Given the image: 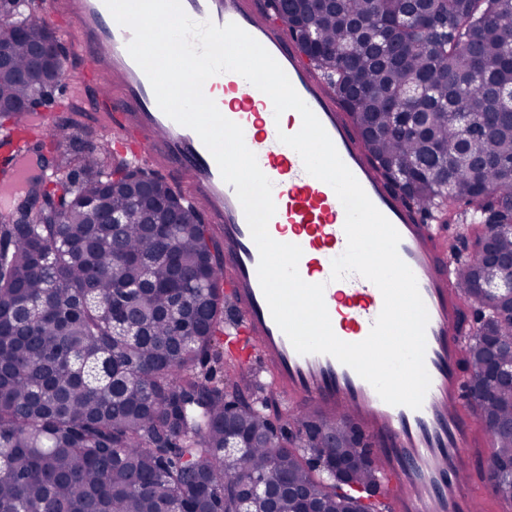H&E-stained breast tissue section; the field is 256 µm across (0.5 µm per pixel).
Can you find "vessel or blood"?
I'll use <instances>...</instances> for the list:
<instances>
[{"instance_id":"vessel-or-blood-1","label":"vessel or blood","mask_w":512,"mask_h":512,"mask_svg":"<svg viewBox=\"0 0 512 512\" xmlns=\"http://www.w3.org/2000/svg\"><path fill=\"white\" fill-rule=\"evenodd\" d=\"M182 5L195 21L238 24L282 66L343 162L398 230V253L416 276L429 316L425 366L431 384L417 410L386 404L368 382L333 356L297 353L263 295L258 249L234 186L222 180L199 136L158 107L149 80L127 51L131 30L115 21L104 0H68V19L86 58L84 82L118 91L97 109L108 137L130 153L159 159L161 170L185 179L202 220L220 229L224 264L232 270L224 292V328L235 340L248 342L237 351L238 365L269 373L272 390L287 402L312 404L363 433L381 472L378 493L396 501L399 512H486V498L464 479L472 454L473 420L457 366L465 312L451 288L459 271L456 236L402 202L376 174L360 152L345 113L311 76L287 24L267 0H182ZM204 92L211 98L220 92L229 98L226 118L242 127L247 147L273 183L271 237L301 247L299 274L306 282L324 284L335 334L350 343L364 340L383 297L375 284L359 275L331 278L332 261L347 245L345 211L332 187L309 175L300 156L278 139L279 133L300 130L299 113L288 110L275 116L271 99L234 72L211 77ZM34 173L30 160L17 158L0 182L23 184Z\"/></svg>"}]
</instances>
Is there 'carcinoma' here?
I'll use <instances>...</instances> for the list:
<instances>
[{
    "instance_id": "1",
    "label": "carcinoma",
    "mask_w": 512,
    "mask_h": 512,
    "mask_svg": "<svg viewBox=\"0 0 512 512\" xmlns=\"http://www.w3.org/2000/svg\"><path fill=\"white\" fill-rule=\"evenodd\" d=\"M302 53L336 95L369 161L393 190L444 224H467L474 250L455 290L485 314L473 288L493 248L512 256V0H270ZM38 0H0V136L32 156L35 174L0 213V512H239L252 480L270 498L252 512H354L352 490L309 460L355 461L352 478L378 491V465L355 431L321 415L281 409L275 394L217 351L224 333V241L201 221L187 189L156 176L112 179L118 156L93 145L62 147L79 124L76 104L44 152L45 137L14 140L32 100L34 48L46 27L30 20ZM438 27L377 30L414 8ZM420 86L425 101L402 93ZM114 212L125 223L107 222ZM512 352V314L477 324L460 361L479 429L490 436L487 477L502 512L512 492L496 465L512 459V387L486 371L484 342ZM246 436L244 459L224 457V425Z\"/></svg>"
}]
</instances>
